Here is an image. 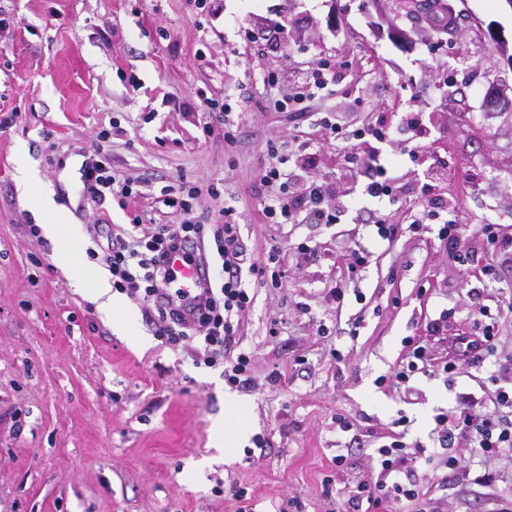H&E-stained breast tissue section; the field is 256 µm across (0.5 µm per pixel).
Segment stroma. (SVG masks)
<instances>
[{
    "label": "stroma",
    "mask_w": 512,
    "mask_h": 512,
    "mask_svg": "<svg viewBox=\"0 0 512 512\" xmlns=\"http://www.w3.org/2000/svg\"><path fill=\"white\" fill-rule=\"evenodd\" d=\"M447 3L460 28L436 54L421 14L391 0H220L215 10L202 0H0V117L17 116L0 131V512H336L323 486L349 440L336 414L377 437L407 417V446L434 450L435 416L458 396L491 391L489 374L512 359V315L498 321L491 356L446 376L417 374L406 390L381 378L422 338L433 362L446 360L451 339L475 336L476 304L512 302V269L499 256L448 242L434 224H401L385 241L352 211L337 224H269L257 196L269 143L300 149L293 114L274 107L288 85L270 84L271 74L331 57L351 62L362 82L321 93L314 110L365 84L392 124L434 114L432 149L447 154L459 223L496 224L512 238V0ZM274 21L291 27L281 56L262 40ZM209 100L229 114L206 111ZM99 152L133 180L127 207L93 206L77 183ZM22 159L38 173L33 194L53 197L56 223L78 232L92 269L103 268L88 254L94 219L178 223L162 203L172 186L215 185L197 212L211 224L235 208L255 259L285 247L283 287L253 281L237 332L257 389H231L220 371L162 342L123 294L128 329L118 332L90 288L54 264L56 243L30 236L38 217L17 190ZM301 243L317 262L296 266L291 249ZM358 245L371 256L353 276L348 250ZM457 252L464 264L452 261ZM340 281L339 306L325 293ZM443 313L446 334L427 336ZM229 396L242 441L223 456L213 426ZM258 434L270 445L252 461ZM465 457L430 512H484L489 497L512 496V457ZM233 486L245 501L229 496Z\"/></svg>",
    "instance_id": "stroma-1"
}]
</instances>
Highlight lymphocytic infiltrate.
Here are the masks:
<instances>
[{"label":"lymphocytic infiltrate","mask_w":512,"mask_h":512,"mask_svg":"<svg viewBox=\"0 0 512 512\" xmlns=\"http://www.w3.org/2000/svg\"><path fill=\"white\" fill-rule=\"evenodd\" d=\"M345 70V65L337 61L319 59L312 68L289 82L284 103L297 112L300 119H309V100L314 91L343 83ZM320 126L322 145L350 142V150L344 156L346 172L362 166L370 169L365 195L377 199L404 197L415 200L421 208L422 219L441 220L449 238L456 239L470 232L491 252L507 246V239L499 235L496 225L479 224L471 228L458 223L455 201L433 198V191L447 187L451 178V168L445 159L432 160L424 168L421 180L410 184L390 175L380 165L379 146L383 143L394 144L397 154L418 159L431 135V128L424 123L420 113H408L405 123L396 126L381 121L357 128L352 123L350 106L340 103L321 117ZM320 153V147L307 148L291 161L281 155L276 164L266 168L263 186L278 189L275 196L264 198L262 202V213L268 223L276 224L283 219L292 221L301 216L310 224H336L342 216L353 211L360 223L374 226L381 239H392L396 226L390 223L388 215L361 205L339 177L318 172ZM288 161L305 173V180L283 181L281 166ZM89 181L91 199L96 203L111 197L123 206L133 195L131 180L119 179L104 159L92 164ZM197 196V190L193 189L186 193L177 192L175 197L168 199V206L180 213L181 223L145 224L138 221L128 228L115 227L101 249L103 260L112 275L113 289L154 310L159 337L172 346L192 345L196 364L221 370L224 383L229 387L250 389L255 385L251 354L238 349L236 335L240 318L253 301L250 277L266 276L271 287H281V249L272 247L265 262H256L242 241L239 213L234 208H225L221 223L204 227L193 214L192 201ZM207 229L213 234L221 275L204 293L196 295L177 287L174 272L165 267V258L184 240L202 238ZM476 314L483 325L482 334L464 344L453 341V361L430 364L425 346L414 345L388 375L389 388L408 383L420 373L422 365H431L433 373L448 374L456 370L458 362L469 360L471 352L492 353L497 342V318L483 306L477 308ZM505 376H512V363L492 371L489 380L496 390L491 400L464 397L448 413L437 417V441L446 451L442 463L449 474H457L462 469L461 449L465 446L488 459L512 457V420L503 415L504 409L512 408V389L501 386L500 381ZM336 427L349 434L350 445L373 462L370 475L337 488L336 503L340 512H364L365 508L382 503L398 507L400 512H425L430 499L420 489L416 476L427 460L424 449L406 452L404 443L398 439L374 446L342 415L337 416Z\"/></svg>","instance_id":"1"}]
</instances>
